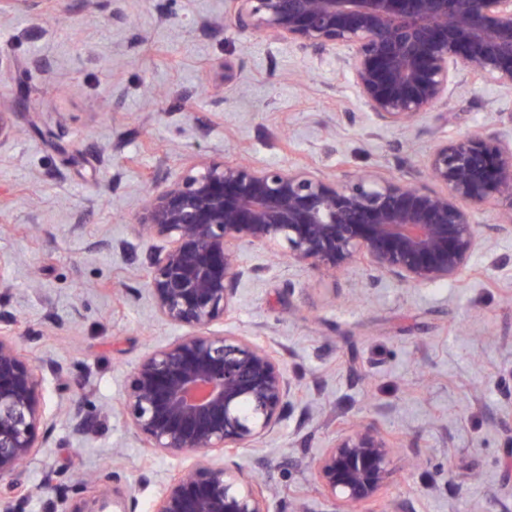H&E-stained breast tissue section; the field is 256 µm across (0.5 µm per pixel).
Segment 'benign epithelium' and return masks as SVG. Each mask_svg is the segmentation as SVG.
Returning <instances> with one entry per match:
<instances>
[{"instance_id":"1","label":"benign epithelium","mask_w":512,"mask_h":512,"mask_svg":"<svg viewBox=\"0 0 512 512\" xmlns=\"http://www.w3.org/2000/svg\"><path fill=\"white\" fill-rule=\"evenodd\" d=\"M242 34L303 50H352L343 60L358 97L382 123L404 127L448 98L463 70L512 85V0H232ZM435 192L392 177L318 176L248 161L204 164L147 194L143 234L166 241L147 259L157 315L184 329L145 352L126 377L122 412L160 455L214 452L224 463L177 470L153 512H270L267 490L243 482L236 458L285 419L290 385L281 358L255 336L212 330L235 312L242 245L327 270L358 260L406 285L453 281L490 240L470 207L505 205L496 231L512 234V144L488 132L444 141L431 154ZM0 330V512L27 499L21 464L51 438L43 369ZM73 430L92 427L81 387L62 384ZM392 446L368 429L346 432L317 461L324 495L370 512L390 474ZM134 512L120 490L68 512Z\"/></svg>"}]
</instances>
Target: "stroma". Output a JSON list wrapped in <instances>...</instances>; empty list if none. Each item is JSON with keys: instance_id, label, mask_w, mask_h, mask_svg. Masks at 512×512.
Segmentation results:
<instances>
[{"instance_id": "stroma-1", "label": "stroma", "mask_w": 512, "mask_h": 512, "mask_svg": "<svg viewBox=\"0 0 512 512\" xmlns=\"http://www.w3.org/2000/svg\"><path fill=\"white\" fill-rule=\"evenodd\" d=\"M230 13L229 0H41L0 18V91L25 89L0 140V312L29 359L85 379L95 420L78 435L59 418L23 467L22 512H60V494L38 490L49 469L67 487L116 473L151 512L172 470L214 460L153 454L120 413L127 373L181 334L145 287L161 245L138 236L150 189L242 158L426 185L442 142L477 128L512 142V87L466 76L386 126L358 97L348 49L242 35ZM238 260L252 274L216 328L267 342L290 383L287 417L241 457L273 490L271 512H341L315 463L356 425L396 446L381 512H512V234L457 280L420 286L259 247ZM61 375H43L52 411Z\"/></svg>"}]
</instances>
